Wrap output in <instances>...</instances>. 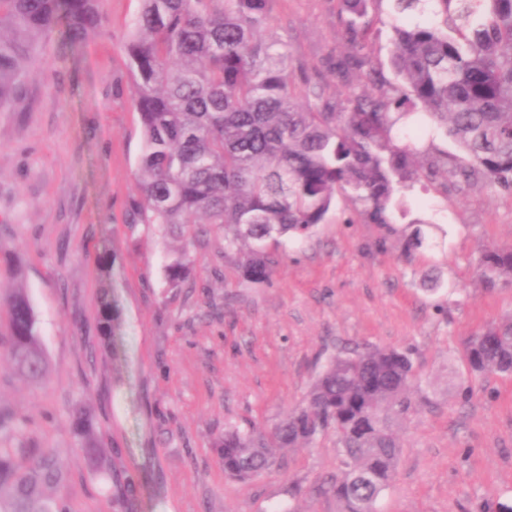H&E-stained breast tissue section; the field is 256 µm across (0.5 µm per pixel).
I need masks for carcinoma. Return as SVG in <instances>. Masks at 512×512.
I'll return each instance as SVG.
<instances>
[{
  "label": "carcinoma",
  "mask_w": 512,
  "mask_h": 512,
  "mask_svg": "<svg viewBox=\"0 0 512 512\" xmlns=\"http://www.w3.org/2000/svg\"><path fill=\"white\" fill-rule=\"evenodd\" d=\"M125 49L140 116L142 148L130 223L161 224L196 239L202 223L224 230V254L242 276L272 273L269 240L300 239L325 222L343 196L371 224H392L421 178L466 184L479 178L512 192V0H389V65L395 81L363 53L374 34L376 0H338L351 54L337 77L365 85L346 103L297 78L282 40L270 33L271 0H139ZM81 41L103 26L98 0H0V112L16 107L39 48L58 27ZM433 128L462 159L430 153L415 140ZM430 234L414 228L410 254ZM183 255L165 266L176 288L190 271ZM488 288L512 284V248L485 250ZM8 320L0 357L33 383L47 377L38 321L23 288L3 289ZM471 374L512 376V318L471 337ZM414 365L386 347L334 357L305 402L268 431L230 427L215 441L224 471L249 481L278 465V450L332 430L347 458L331 485L338 512H378L400 464L393 416L406 414ZM28 418L0 410V512H68L46 491L61 487L60 452L21 438ZM75 430L90 460L92 418L77 410Z\"/></svg>",
  "instance_id": "carcinoma-1"
}]
</instances>
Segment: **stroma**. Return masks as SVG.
<instances>
[{
    "label": "stroma",
    "instance_id": "stroma-1",
    "mask_svg": "<svg viewBox=\"0 0 512 512\" xmlns=\"http://www.w3.org/2000/svg\"><path fill=\"white\" fill-rule=\"evenodd\" d=\"M100 9L103 28L82 43L52 35L15 111L0 112V286L19 267L50 365L34 384L0 360V408L60 449L73 512H113L116 465L133 481L128 512H338L334 434L282 449L279 466L246 482L225 474L213 441L228 425L272 427L348 344L406 351L417 374L380 512L512 506V376H471L464 357L471 336L512 317V285L478 277L487 247H512V193L424 179L390 226L341 198L309 237L269 242L271 277L248 281L222 231L190 240L130 223L142 132L125 43L139 0ZM271 26L291 65L346 98L325 65L351 50L337 0H272ZM419 219L434 243L405 253ZM184 253L191 277L167 287L164 265ZM77 405L93 418L95 469L73 432Z\"/></svg>",
    "mask_w": 512,
    "mask_h": 512
}]
</instances>
